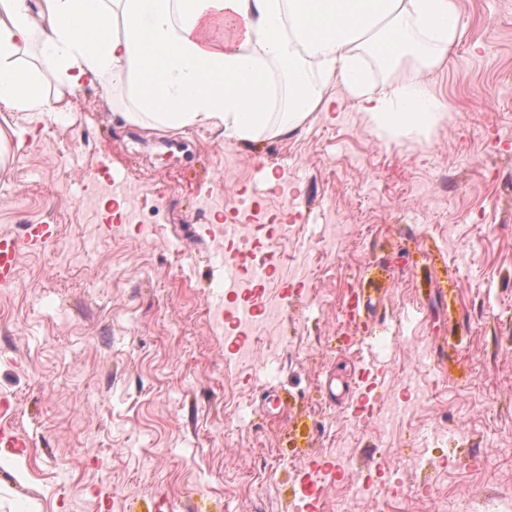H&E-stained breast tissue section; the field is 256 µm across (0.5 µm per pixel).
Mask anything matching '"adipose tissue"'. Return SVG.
<instances>
[{"label":"adipose tissue","mask_w":512,"mask_h":512,"mask_svg":"<svg viewBox=\"0 0 512 512\" xmlns=\"http://www.w3.org/2000/svg\"><path fill=\"white\" fill-rule=\"evenodd\" d=\"M465 36L458 0H0V105L43 112L95 83L125 93L126 123L248 143L338 86L387 140L426 139L448 110L428 76Z\"/></svg>","instance_id":"adipose-tissue-1"}]
</instances>
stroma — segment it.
<instances>
[{
  "mask_svg": "<svg viewBox=\"0 0 512 512\" xmlns=\"http://www.w3.org/2000/svg\"><path fill=\"white\" fill-rule=\"evenodd\" d=\"M459 8L466 37L432 78L448 116L422 141L379 138L337 87L331 115L251 144L124 123L125 95L97 85L51 112L0 106L25 135L0 168V234L57 229L0 290L4 422L32 443L0 448V512H303L310 460L339 447L345 490L325 488L324 512L512 501V0ZM112 177L147 198L152 235L123 195L98 199ZM239 192L258 202L253 233L300 225L288 257L309 272L284 279L277 334L246 366L212 318ZM365 370L407 406L390 435L358 409ZM377 461L403 494L365 498Z\"/></svg>",
  "mask_w": 512,
  "mask_h": 512,
  "instance_id": "1",
  "label": "stroma"
}]
</instances>
